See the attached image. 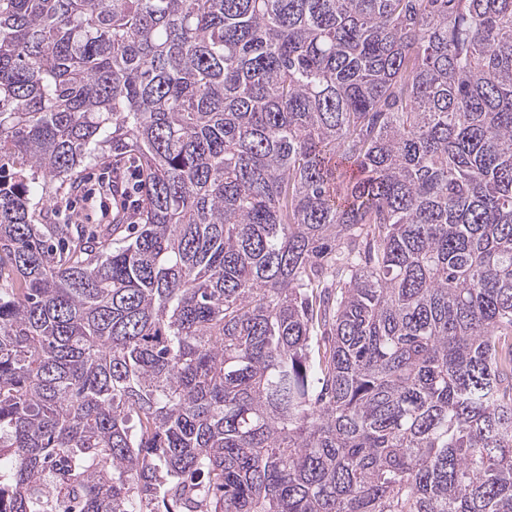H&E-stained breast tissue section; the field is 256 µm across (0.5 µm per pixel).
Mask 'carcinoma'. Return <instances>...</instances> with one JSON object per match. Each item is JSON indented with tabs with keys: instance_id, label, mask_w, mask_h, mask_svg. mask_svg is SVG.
I'll return each instance as SVG.
<instances>
[{
	"instance_id": "1",
	"label": "carcinoma",
	"mask_w": 512,
	"mask_h": 512,
	"mask_svg": "<svg viewBox=\"0 0 512 512\" xmlns=\"http://www.w3.org/2000/svg\"><path fill=\"white\" fill-rule=\"evenodd\" d=\"M2 448L0 512H512V0H0ZM86 178L84 180L83 188L81 192H78L76 195L72 196V203L75 204V211L85 214L89 213L93 216L92 223L88 224H107L105 219H101L99 210L94 213L91 211V204L94 201V198L98 195L99 190L102 186L105 185V183L109 182L112 179V174H105L98 170V167L90 166L86 169ZM104 177L103 183H100L101 178ZM89 192H93V194L87 196ZM90 196H92V200L90 199Z\"/></svg>"
}]
</instances>
